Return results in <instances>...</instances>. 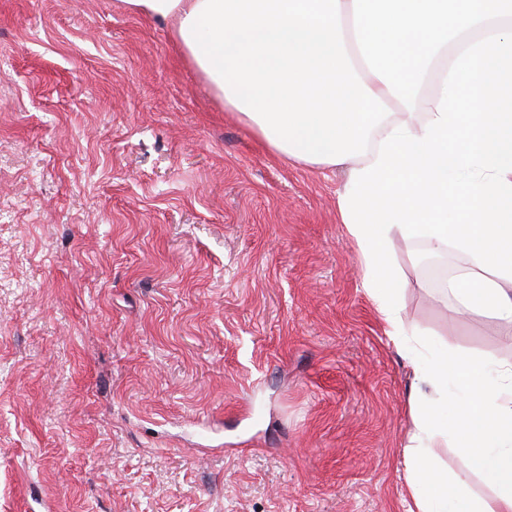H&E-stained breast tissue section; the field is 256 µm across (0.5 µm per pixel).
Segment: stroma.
Masks as SVG:
<instances>
[{
	"mask_svg": "<svg viewBox=\"0 0 512 512\" xmlns=\"http://www.w3.org/2000/svg\"><path fill=\"white\" fill-rule=\"evenodd\" d=\"M173 31L0 0V512H405L412 375L345 174L278 155ZM413 253L404 323L512 363Z\"/></svg>",
	"mask_w": 512,
	"mask_h": 512,
	"instance_id": "obj_1",
	"label": "stroma"
}]
</instances>
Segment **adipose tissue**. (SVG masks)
<instances>
[{"label":"adipose tissue","mask_w":512,"mask_h":512,"mask_svg":"<svg viewBox=\"0 0 512 512\" xmlns=\"http://www.w3.org/2000/svg\"><path fill=\"white\" fill-rule=\"evenodd\" d=\"M170 18L175 39L225 107L277 153L350 171L373 164L399 124L422 135L437 118L443 80L467 45L512 31V0H124ZM420 285L461 315L512 323V281L470 255L416 237ZM443 436L409 433L407 512H512L477 491L468 468H442Z\"/></svg>","instance_id":"obj_1"}]
</instances>
